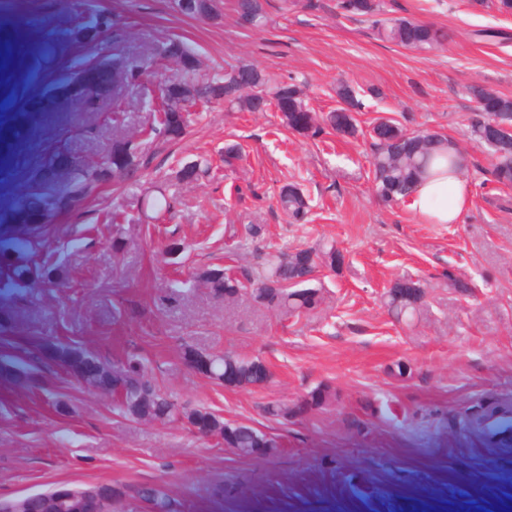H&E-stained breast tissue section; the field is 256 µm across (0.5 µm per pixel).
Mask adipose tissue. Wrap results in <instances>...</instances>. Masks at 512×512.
Returning <instances> with one entry per match:
<instances>
[{"mask_svg": "<svg viewBox=\"0 0 512 512\" xmlns=\"http://www.w3.org/2000/svg\"><path fill=\"white\" fill-rule=\"evenodd\" d=\"M464 172L421 180L410 195L411 206L430 224L458 223L469 200Z\"/></svg>", "mask_w": 512, "mask_h": 512, "instance_id": "obj_1", "label": "adipose tissue"}]
</instances>
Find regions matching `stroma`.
Instances as JSON below:
<instances>
[{
    "mask_svg": "<svg viewBox=\"0 0 512 512\" xmlns=\"http://www.w3.org/2000/svg\"><path fill=\"white\" fill-rule=\"evenodd\" d=\"M267 23L244 22L235 0L218 16L180 13L173 0H16L0 10V45L33 29L51 58L16 52L37 71L27 94L0 82L12 115L0 124V153L36 142L23 178L0 167L13 201L0 215V499L67 485L125 490L162 484L190 512H494L512 506V427H464V411L490 395L512 396V187L492 182L484 153L460 116L470 87L512 95V16L473 0H383L390 17L430 22L445 45L413 50L375 38L369 22L338 17L336 0L306 9L265 0ZM177 35L209 74L251 63L303 86L310 109L336 106L348 81L364 103L361 127L390 116L410 130L452 135L469 159L470 205L456 224H426L408 203L387 205L369 175L367 139L306 137L278 112H229L223 101L197 109L169 141L158 168L137 180H106L74 203L85 165L107 161L113 140L136 149L159 83L129 68ZM240 144L226 172L221 152ZM208 157L210 168L177 179ZM311 199L305 223H288L280 188ZM166 195L157 216L144 197ZM126 207L132 224L112 221ZM261 224L284 250L335 243L345 256L318 281L323 302L282 320L245 299L225 306L197 277L212 265L253 264L234 237ZM472 284L473 294L449 278ZM424 286L423 312L396 322L381 296L398 279ZM136 348L157 384L183 406L272 436L281 453L240 458L186 419H133L111 392L86 378L101 355ZM258 358L262 386L227 387L195 368L189 351ZM403 362L407 376L393 378ZM338 398L301 420H275L271 401L293 403L318 384ZM366 420L362 434L346 429Z\"/></svg>",
    "mask_w": 512,
    "mask_h": 512,
    "instance_id": "obj_1",
    "label": "stroma"
}]
</instances>
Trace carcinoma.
<instances>
[{
    "instance_id": "carcinoma-1",
    "label": "carcinoma",
    "mask_w": 512,
    "mask_h": 512,
    "mask_svg": "<svg viewBox=\"0 0 512 512\" xmlns=\"http://www.w3.org/2000/svg\"><path fill=\"white\" fill-rule=\"evenodd\" d=\"M178 10L188 16L206 18L218 10L220 0H175ZM339 14L352 19L368 18L376 37L383 41L409 49H436L446 40V32L431 23H422L411 18H383L379 0H336ZM236 11L244 21L262 26L266 21L264 0H237ZM178 53L188 54L190 50L178 39H171L150 49L142 63L132 66V77L151 67L158 59H168ZM186 85L188 105L208 103L213 98L215 85H220L224 103L239 111L258 112L274 105L282 82L275 80L264 71L248 64L231 66L224 74L210 76L195 71L182 75ZM470 93L476 102L490 101L495 111L483 112L475 108L465 118L469 138L477 148L488 151L490 174L494 181L512 184V132L495 144L483 141L482 132L488 120L512 128V96H505L496 90L475 86ZM337 101L346 104L325 116L311 111L306 103L303 89L293 83L288 96V110L280 112L281 124L299 134L317 136L328 126L337 134L354 138L358 135V123L354 112L361 107L357 91L343 82L336 87ZM183 133V129L172 123L167 113H155V126L151 134L170 140ZM372 140L371 160L373 183L377 195L386 203L406 199L415 185L436 164L446 163L448 171L457 167V156L461 147L451 136L439 131H410L391 117L381 116L372 122L369 130ZM159 151L136 152L128 143L120 142L112 148V168H105L97 162L86 166L75 189L78 199L91 196L107 178L115 181L129 179L141 169L153 165ZM279 209L292 223L303 222L309 211L308 196L296 184L283 186L278 194ZM314 257L310 268L304 269L294 263L287 251L276 250L262 257V262L252 270H237L232 266L222 269L209 268L200 273L203 281L228 302L249 296L252 300L279 317L288 319L301 316L309 307L321 304L318 297L308 302L311 294L312 274L321 267L337 268L336 247L322 244L307 249ZM416 288L414 299L396 302L385 296L388 311L398 322H410L420 314L424 297V286L411 281ZM236 378L235 387L254 386L259 380L253 375L255 361L233 358ZM112 381V386L124 388L118 403L122 410L133 418L149 417L163 420L172 416L177 407L174 402L154 383L149 371L136 356L124 361L103 358L88 379L91 385ZM506 404L499 402L488 406L474 404L467 412L468 419L478 422L496 415ZM189 423L198 429L225 442L238 456L248 455L251 448L264 449L263 458H274L280 454V444L273 436L245 425L232 424L205 409L194 408L184 411ZM87 491L85 487L49 489L44 492L15 499L19 512H76L62 509L64 499L74 501ZM136 496L145 502L149 512H185V504L172 495L164 486L145 484L136 488Z\"/></svg>"
}]
</instances>
